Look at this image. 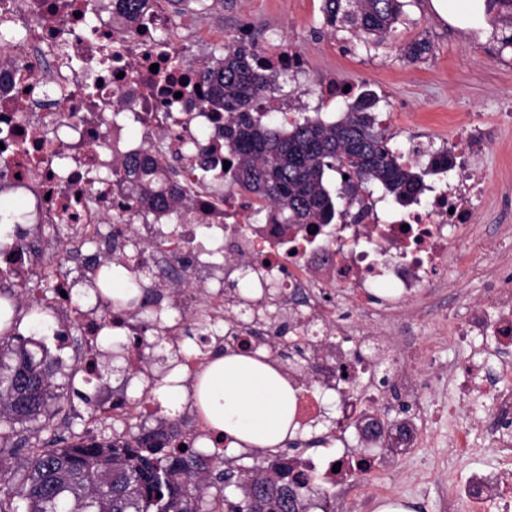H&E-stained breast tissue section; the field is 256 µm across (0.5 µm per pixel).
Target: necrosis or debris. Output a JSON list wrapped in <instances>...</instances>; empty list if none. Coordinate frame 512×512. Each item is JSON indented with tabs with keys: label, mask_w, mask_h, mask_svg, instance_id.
Segmentation results:
<instances>
[{
	"label": "necrosis or debris",
	"mask_w": 512,
	"mask_h": 512,
	"mask_svg": "<svg viewBox=\"0 0 512 512\" xmlns=\"http://www.w3.org/2000/svg\"><path fill=\"white\" fill-rule=\"evenodd\" d=\"M93 18L95 38L82 26ZM25 30L17 49L0 50V193L22 197L13 242L0 246V279L8 280L16 305L42 306L27 298L32 280L65 291L53 317L72 315L84 339L81 367L111 357L105 332L126 337L120 352L130 379L141 386L134 408L153 412L157 375L144 364V319L130 309L104 314L102 279L115 265L142 263L143 291L162 290L149 310L159 313L157 335L169 346L190 336L211 347L257 348L266 358L294 347L305 350L302 372H289L298 387L296 421L316 426L333 397L338 418L320 445L334 447L341 429H354L360 444L380 446L369 429L384 422L386 408L401 399L426 400L447 385L472 419L450 442L458 455L498 448V478L474 474L449 483L448 499H465L469 512H490L512 490V277L486 275L487 296L469 302L462 315L445 311L448 262H465L461 244L474 220L472 202L483 180L465 167L470 154L491 144L488 126L463 123L452 153L458 181L427 186L416 207L380 216L377 203L356 196L351 215L334 224H283L278 210L235 188L224 171L223 112L201 106L200 62L215 37L205 8L172 13L165 0H144L130 13L124 0H0V29ZM93 96H86V86ZM140 139L128 133L130 122ZM167 148L154 181L128 197L124 177L131 157L155 143ZM210 156L209 171L196 165ZM169 200L162 207L154 192ZM102 251L87 253L94 242ZM81 265L71 277L65 261ZM243 279L252 291L229 300L224 290ZM385 286L387 295L376 292ZM276 307L292 316L282 336L259 310ZM444 316L452 339L469 351L493 344L496 363L466 358L439 366L432 345L415 337V325ZM364 377L363 390L352 378ZM324 489L349 493L369 506L353 476L358 463L347 454L300 460Z\"/></svg>",
	"instance_id": "necrosis-or-debris-1"
}]
</instances>
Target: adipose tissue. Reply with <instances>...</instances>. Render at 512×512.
I'll return each mask as SVG.
<instances>
[{
	"instance_id": "obj_1",
	"label": "adipose tissue",
	"mask_w": 512,
	"mask_h": 512,
	"mask_svg": "<svg viewBox=\"0 0 512 512\" xmlns=\"http://www.w3.org/2000/svg\"><path fill=\"white\" fill-rule=\"evenodd\" d=\"M297 391L275 366L244 354L219 355L200 373L194 400L232 447L273 448L294 435Z\"/></svg>"
}]
</instances>
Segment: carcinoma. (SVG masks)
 <instances>
[{
  "instance_id": "carcinoma-1",
  "label": "carcinoma",
  "mask_w": 512,
  "mask_h": 512,
  "mask_svg": "<svg viewBox=\"0 0 512 512\" xmlns=\"http://www.w3.org/2000/svg\"><path fill=\"white\" fill-rule=\"evenodd\" d=\"M486 6L493 31L512 45V0H486ZM403 7L404 0H323L322 11L335 30L352 28L364 40L384 41ZM431 50L421 39L403 54L415 62ZM263 53L254 41L236 44L225 48L218 65L201 71L202 106L228 117L224 139L236 185L279 206L286 224H331L343 214L340 201L351 204L353 193L331 189L328 170L348 187L374 182L401 206L418 201L424 175L374 130L371 94H361L336 122L271 125L265 101L278 75ZM15 320L5 321L0 335V474L13 472L12 486L0 490V512H310L313 498L324 497L310 474L293 473L288 457L267 471L204 456L176 422L143 426L130 439L41 437L72 393L94 413L105 408L74 388L75 377L55 383L56 359L33 338L15 334Z\"/></svg>"
}]
</instances>
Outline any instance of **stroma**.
<instances>
[{
  "label": "stroma",
  "instance_id": "1",
  "mask_svg": "<svg viewBox=\"0 0 512 512\" xmlns=\"http://www.w3.org/2000/svg\"><path fill=\"white\" fill-rule=\"evenodd\" d=\"M208 5L213 26L222 33L211 44L210 58L223 55L226 35L244 25L262 47L285 38L301 51L304 71L278 80L270 90L279 108L293 117L338 120L347 109L345 101L326 102L314 92L321 80L333 77L377 94L376 114L390 116L384 131L391 147L401 153L419 131L426 132L439 151L450 146L455 126L474 117L497 125L495 141L471 156L474 173L486 181L466 241L471 264L448 268L462 300L482 298L485 269L512 266V236H495L498 225H512V121L502 115L504 104L512 103V47H502L492 28L449 24L434 10L432 0H407L403 22L382 42L328 30L322 0H209ZM422 38L431 43V52L424 60L409 61L403 46ZM21 317L19 333L52 349L58 361L55 381L64 383L74 370L75 354L54 348L51 337L45 336L43 329L52 324V317L28 309ZM467 422L464 415L441 420L435 447L408 449L393 469L373 471L370 489L388 487L391 499L405 502L411 512H468L465 504L451 511L443 502L449 471L462 480L472 470L494 468L495 461L489 452L451 455L448 434Z\"/></svg>",
  "mask_w": 512,
  "mask_h": 512
}]
</instances>
